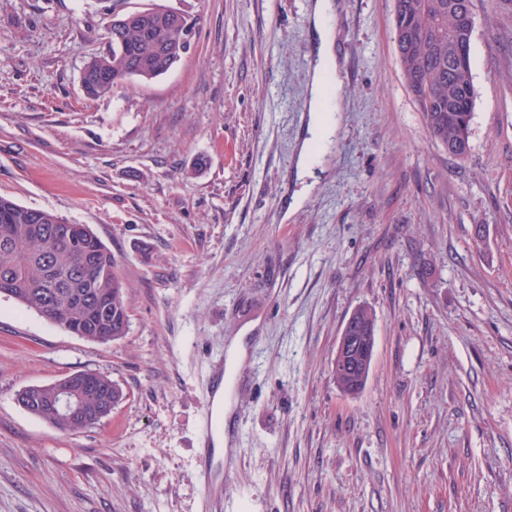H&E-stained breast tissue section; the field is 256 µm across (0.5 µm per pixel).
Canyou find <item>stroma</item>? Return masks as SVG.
<instances>
[{
  "mask_svg": "<svg viewBox=\"0 0 512 512\" xmlns=\"http://www.w3.org/2000/svg\"><path fill=\"white\" fill-rule=\"evenodd\" d=\"M337 2L344 112L292 211L314 0H0V195L88 225L129 315L98 344L0 296V512H202L203 402L239 334L220 512H512V0H473L464 160L404 81L394 0ZM150 8L195 21L188 52L87 99L111 14ZM79 371L124 392L97 426L15 400ZM351 316L348 323L354 319L353 335L375 336V315L370 308L360 307ZM348 323L339 339L335 365L339 373H346L350 364H361L364 375L368 365H371L374 348L370 344H359L355 336H349Z\"/></svg>",
  "mask_w": 512,
  "mask_h": 512,
  "instance_id": "stroma-1",
  "label": "stroma"
}]
</instances>
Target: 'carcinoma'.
<instances>
[{
  "label": "carcinoma",
  "instance_id": "obj_1",
  "mask_svg": "<svg viewBox=\"0 0 512 512\" xmlns=\"http://www.w3.org/2000/svg\"><path fill=\"white\" fill-rule=\"evenodd\" d=\"M474 25L471 0H395L394 40L406 84L430 135L461 160L471 153ZM107 44L83 67L81 88L91 100L111 96L129 79H156L175 64L160 55L158 35L134 23L120 29L108 24ZM73 229L77 237L63 241L54 213L36 224L31 208L0 196V295L77 336L107 344L124 336L129 323L117 263L88 226ZM352 318L353 335H375L370 308H358ZM112 385L99 375L85 402L96 405Z\"/></svg>",
  "mask_w": 512,
  "mask_h": 512
}]
</instances>
